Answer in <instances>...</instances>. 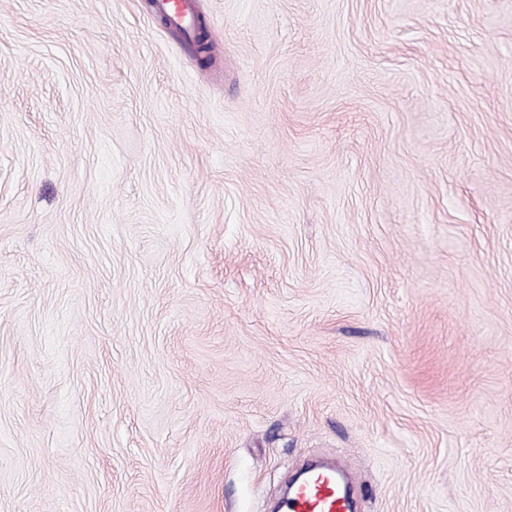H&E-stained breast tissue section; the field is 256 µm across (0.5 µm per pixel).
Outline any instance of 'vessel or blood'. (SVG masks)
<instances>
[{"mask_svg":"<svg viewBox=\"0 0 512 512\" xmlns=\"http://www.w3.org/2000/svg\"><path fill=\"white\" fill-rule=\"evenodd\" d=\"M156 14L165 17L169 30L192 48L196 26L195 0H155ZM282 512H354L353 503L335 471L322 468L295 483L281 505Z\"/></svg>","mask_w":512,"mask_h":512,"instance_id":"b4317fda","label":"vessel or blood"}]
</instances>
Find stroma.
Returning <instances> with one entry per match:
<instances>
[{"mask_svg": "<svg viewBox=\"0 0 512 512\" xmlns=\"http://www.w3.org/2000/svg\"><path fill=\"white\" fill-rule=\"evenodd\" d=\"M0 0V512H512V0ZM155 13L167 19L169 30L181 40L183 47L192 51L196 26L194 0H155ZM282 512H353L336 472L322 468L292 485L281 505Z\"/></svg>", "mask_w": 512, "mask_h": 512, "instance_id": "stroma-1", "label": "stroma"}]
</instances>
